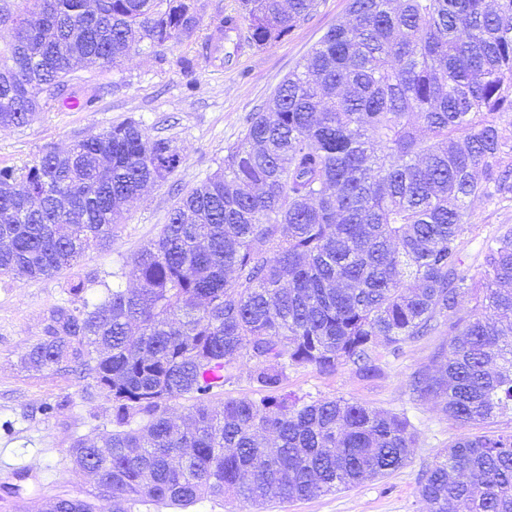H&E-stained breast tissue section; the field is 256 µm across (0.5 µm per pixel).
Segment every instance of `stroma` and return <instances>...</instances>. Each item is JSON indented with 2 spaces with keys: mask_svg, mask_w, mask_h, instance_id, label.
Masks as SVG:
<instances>
[{
  "mask_svg": "<svg viewBox=\"0 0 512 512\" xmlns=\"http://www.w3.org/2000/svg\"><path fill=\"white\" fill-rule=\"evenodd\" d=\"M349 0H318L308 17L282 40L264 48L244 45L232 64L204 59L203 45L220 18L238 12L239 0H198L201 24L189 40L160 49L144 48L121 65L77 67L97 88L94 111H72L51 103L25 126L0 131V165L21 170L52 147L62 149L83 136L101 133L133 118L152 136L173 140L185 160L167 180L148 187L117 226L111 249L91 250L75 271L52 278L0 279V512H34L37 495L87 494L92 481L75 477L68 450L112 429V404L93 379L77 374L46 375L27 370L22 359L42 334L50 309L76 305L68 292L72 274L88 280L89 298L115 284L133 282L129 258L154 239L181 194L199 185L243 138L251 113L266 107L289 73L303 63L323 35L347 14ZM197 58L192 74L180 61ZM477 230L464 244L474 265L483 239L497 225L512 224V205L475 203ZM429 336L404 345L398 355L381 353L382 377L365 380L350 366L323 374L310 366L289 369L285 393L312 398L344 397L381 410L405 413L417 431L410 463L354 488L308 500L259 509L229 499H205L188 512H423L418 475L435 453L461 433L438 403L413 397V373L430 367L441 344Z\"/></svg>",
  "mask_w": 512,
  "mask_h": 512,
  "instance_id": "stroma-1",
  "label": "stroma"
}]
</instances>
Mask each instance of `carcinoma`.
Returning a JSON list of instances; mask_svg holds the SVG:
<instances>
[{
    "mask_svg": "<svg viewBox=\"0 0 512 512\" xmlns=\"http://www.w3.org/2000/svg\"><path fill=\"white\" fill-rule=\"evenodd\" d=\"M36 19L0 14V129L29 123L43 90L66 93L74 66H115L190 39L194 0H32ZM316 0H241L263 48ZM183 161L171 140L128 119L0 168V277L51 278L92 247L145 187ZM512 202V0H351L251 114L224 168L182 196L131 258L133 286L50 310L26 368H73L112 402V432L69 449L97 494L56 496L54 512L182 509L206 498L262 506L312 499L408 464L409 419L343 397L278 394L288 368L383 373L423 336L446 341L412 394L464 429L422 470L425 512H512V431L472 432L512 415V224L463 245L469 206ZM250 364L254 395L210 397ZM193 404L177 423L171 403Z\"/></svg>",
    "mask_w": 512,
    "mask_h": 512,
    "instance_id": "cac0c4a2",
    "label": "carcinoma"
}]
</instances>
